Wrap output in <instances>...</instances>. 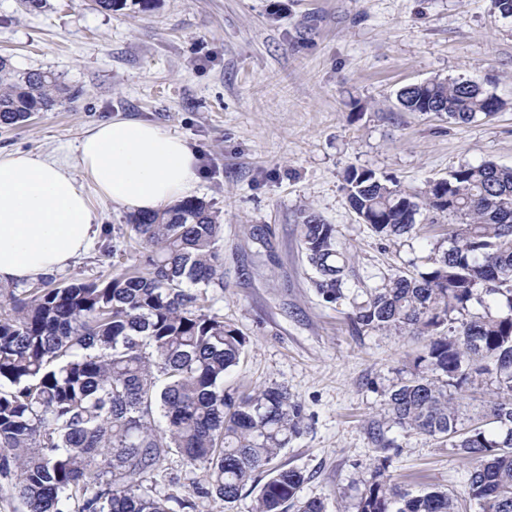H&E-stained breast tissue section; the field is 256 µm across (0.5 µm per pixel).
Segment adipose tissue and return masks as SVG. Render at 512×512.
I'll use <instances>...</instances> for the list:
<instances>
[{"instance_id":"ef3b65f1","label":"adipose tissue","mask_w":512,"mask_h":512,"mask_svg":"<svg viewBox=\"0 0 512 512\" xmlns=\"http://www.w3.org/2000/svg\"><path fill=\"white\" fill-rule=\"evenodd\" d=\"M198 158L159 125L116 117L89 129L75 163L26 151H0V284L65 270L100 226L89 195L139 214L189 196Z\"/></svg>"}]
</instances>
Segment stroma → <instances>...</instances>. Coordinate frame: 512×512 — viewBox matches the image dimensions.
Here are the masks:
<instances>
[{"label": "stroma", "mask_w": 512, "mask_h": 512, "mask_svg": "<svg viewBox=\"0 0 512 512\" xmlns=\"http://www.w3.org/2000/svg\"><path fill=\"white\" fill-rule=\"evenodd\" d=\"M0 54L24 70L55 73L73 98L0 129V149L75 158L83 134L123 115L182 136L199 160L196 198L220 217L224 285L205 305L247 339L229 381L240 390L279 385L304 408L305 431L274 463L301 470L300 499L342 512L339 494L369 478L371 429L383 388L419 350L389 333L355 335L349 301L398 271L423 266L427 243L451 216L417 233L376 235L347 201L348 169H370L414 191L462 164L512 166V17L493 0H125L104 12L93 0H47L30 12L0 0ZM434 78L480 80L504 103L489 120L455 124L402 110L397 91ZM103 227L63 277L92 279L134 264L113 239L129 213L99 196ZM336 229L348 259L345 301L313 285L300 217ZM124 248L111 256L112 247ZM399 452L388 472L411 490H465L470 463L421 434L387 430ZM206 472L171 453L162 494L194 512H250L200 496Z\"/></svg>", "instance_id": "1"}]
</instances>
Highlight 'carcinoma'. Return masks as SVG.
Returning a JSON list of instances; mask_svg holds the SVG:
<instances>
[{
  "instance_id": "obj_1",
  "label": "carcinoma",
  "mask_w": 512,
  "mask_h": 512,
  "mask_svg": "<svg viewBox=\"0 0 512 512\" xmlns=\"http://www.w3.org/2000/svg\"><path fill=\"white\" fill-rule=\"evenodd\" d=\"M71 99L50 72L21 71L0 57V126L26 122ZM407 112L454 123L489 118L503 102L476 80L434 78L402 87ZM349 206L389 239L416 216L446 213L425 266L399 272L352 302L358 335L393 332L423 342L408 374L383 390L384 419L455 448L472 462L465 499L410 492L387 473L398 451L374 427L383 456L356 488V512H512V167L460 165L410 192L370 169L345 176ZM137 265L93 279L46 276L0 306V475L26 512H172L153 475L179 453L207 473L203 497L229 505L257 489L253 512H325L302 501V472L271 466L304 432L302 406L278 386L244 393L226 378L246 343L208 312L206 290L224 287L222 225L196 198L136 215ZM315 287L345 299L347 267L335 227L301 216ZM504 304L494 311L486 299ZM490 387L475 416L464 399Z\"/></svg>"
}]
</instances>
